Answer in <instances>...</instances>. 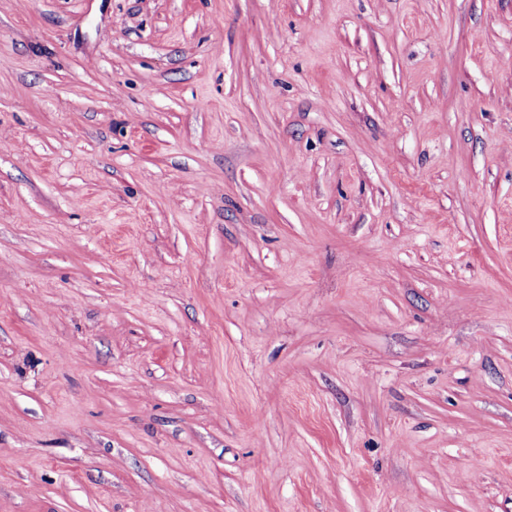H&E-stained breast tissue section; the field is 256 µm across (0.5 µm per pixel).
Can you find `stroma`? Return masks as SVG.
I'll list each match as a JSON object with an SVG mask.
<instances>
[{
	"label": "stroma",
	"instance_id": "obj_1",
	"mask_svg": "<svg viewBox=\"0 0 512 512\" xmlns=\"http://www.w3.org/2000/svg\"><path fill=\"white\" fill-rule=\"evenodd\" d=\"M0 512H512V0H0Z\"/></svg>",
	"mask_w": 512,
	"mask_h": 512
}]
</instances>
